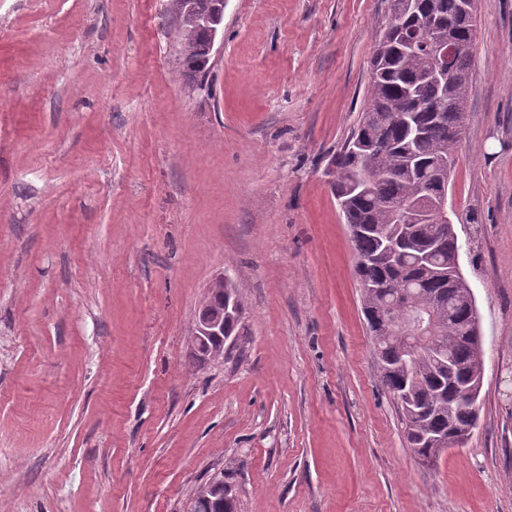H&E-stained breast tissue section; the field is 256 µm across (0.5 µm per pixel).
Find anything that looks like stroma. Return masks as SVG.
Masks as SVG:
<instances>
[{
  "label": "stroma",
  "instance_id": "35a3bbf8",
  "mask_svg": "<svg viewBox=\"0 0 512 512\" xmlns=\"http://www.w3.org/2000/svg\"><path fill=\"white\" fill-rule=\"evenodd\" d=\"M386 0H226L183 72L169 0H0V512H512V0H477L448 190L485 372L422 463L380 381L332 156ZM239 284L223 358L190 350ZM179 40L185 38L189 41L188 55L182 60V66L188 71L195 73L197 77L200 74H204L206 67L202 66V63L208 56V38L205 33L200 31H193L183 35L179 33Z\"/></svg>",
  "mask_w": 512,
  "mask_h": 512
}]
</instances>
